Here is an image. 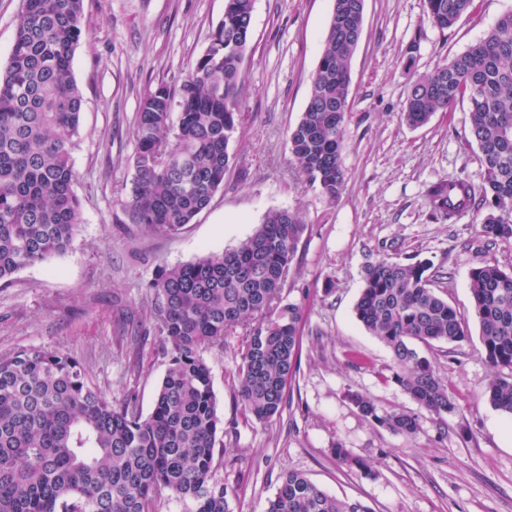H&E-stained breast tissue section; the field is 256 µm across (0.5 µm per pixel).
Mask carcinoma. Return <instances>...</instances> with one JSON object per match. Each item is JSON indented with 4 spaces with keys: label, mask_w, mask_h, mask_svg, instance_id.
I'll use <instances>...</instances> for the list:
<instances>
[{
    "label": "carcinoma",
    "mask_w": 512,
    "mask_h": 512,
    "mask_svg": "<svg viewBox=\"0 0 512 512\" xmlns=\"http://www.w3.org/2000/svg\"><path fill=\"white\" fill-rule=\"evenodd\" d=\"M84 0H23L9 61L0 72V283L65 254L79 232L71 148L83 97L73 76ZM365 0H334L325 45L301 118L289 133L298 172L334 201L346 181L341 154L349 112L350 70ZM254 0H224V19L180 86L159 85L136 114L128 221L154 237L179 234L224 187L230 144L241 124L243 62ZM444 31L476 9V0H425ZM467 101L470 137L484 182L459 178L431 185L425 202L452 220L488 209L482 233L512 239V11L463 53L419 76L402 119L427 124ZM297 213L273 209L252 235L223 253L164 268L149 284L156 330L169 365L145 415L128 395L108 400L87 368L62 351L24 349L0 356V512H156L168 492L187 512H229L230 491L214 479L224 424L204 353L242 330L233 389L244 415L259 423L281 414L295 376L300 307L284 302L289 265L304 233ZM425 260L383 257L365 265L357 320L390 351L385 380L426 411L456 412L448 387L420 347L458 346L468 330L432 287ZM469 289L493 369L485 394L512 418V272L488 261L471 269ZM350 401L367 421L414 436L419 417L387 410L361 393ZM340 462L374 475L341 443ZM266 512H371L289 470Z\"/></svg>",
    "instance_id": "obj_1"
}]
</instances>
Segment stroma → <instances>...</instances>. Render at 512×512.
I'll return each instance as SVG.
<instances>
[{
	"mask_svg": "<svg viewBox=\"0 0 512 512\" xmlns=\"http://www.w3.org/2000/svg\"><path fill=\"white\" fill-rule=\"evenodd\" d=\"M477 2L443 31L424 0H365L350 61L347 182L331 203L298 174L288 135L306 105L334 0H255L244 121L224 187L181 233L151 237L124 211L135 117L150 90L178 87L205 53L224 0H84L73 59L83 109L71 151L80 229L65 255L21 270L0 288V355L67 352L107 398L132 394L151 412L169 358L144 298L148 284L160 269L235 247L269 210L288 209L306 226L283 290L300 308L302 341L280 416L266 424L244 418L232 391L237 336L205 355L219 413L236 427L215 453V480L235 490L230 512H265L291 469L371 512H512V418L484 395L492 371L469 290L471 268L484 262L512 271V240L487 245L486 208L449 223L425 203L441 179L460 174L483 183L467 103L418 128L400 117L418 75L464 52L512 9V0ZM392 254L429 260L433 288L469 331L459 346L439 343L426 352L457 407L442 419L383 380L391 354L355 317L363 265ZM354 354L365 367L350 364ZM352 393L417 413L419 433L406 437L365 420ZM339 442L368 461L375 477L336 460L331 448Z\"/></svg>",
	"mask_w": 512,
	"mask_h": 512,
	"instance_id": "obj_1",
	"label": "stroma"
}]
</instances>
